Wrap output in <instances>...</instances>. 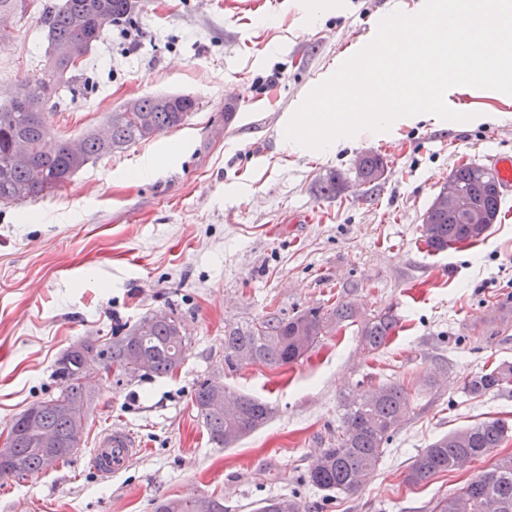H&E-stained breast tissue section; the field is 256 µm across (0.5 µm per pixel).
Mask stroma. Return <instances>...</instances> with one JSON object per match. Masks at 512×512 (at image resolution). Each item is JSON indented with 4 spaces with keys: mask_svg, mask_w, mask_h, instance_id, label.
<instances>
[{
    "mask_svg": "<svg viewBox=\"0 0 512 512\" xmlns=\"http://www.w3.org/2000/svg\"><path fill=\"white\" fill-rule=\"evenodd\" d=\"M336 0L335 13L304 22L283 0H143L130 47L108 27L56 101L55 127L75 139L128 99L187 94L188 122L98 160L51 196L0 205V433L26 408L55 397L52 371L82 339L123 335L144 316L174 312L185 361L171 377L98 384L89 431L56 470L6 480L0 512H155L158 499L223 498L226 512L294 496L300 512H430L435 501L496 455L404 481L436 438L493 419L512 423V386L474 397L465 379L512 362V190L477 242L435 253L422 216L463 163L512 155V96L462 89L456 111L480 124L425 122L365 134L330 155L284 150V114L370 41L394 2ZM0 44V100L40 75L46 48L34 18ZM235 117L225 122V106ZM178 154L149 178L142 158ZM380 154V184L360 183L354 163ZM338 197L316 194L331 171ZM357 287L363 317L394 306L400 323L382 350H364L357 325L320 337L300 361L277 369L224 365V327L275 313L288 317ZM270 402L274 418L228 448L214 447L192 403L199 381ZM404 384L410 411L358 496L306 483L310 459L340 426L339 400L370 384ZM130 428L142 453L120 476L89 465L98 436Z\"/></svg>",
    "mask_w": 512,
    "mask_h": 512,
    "instance_id": "stroma-1",
    "label": "stroma"
}]
</instances>
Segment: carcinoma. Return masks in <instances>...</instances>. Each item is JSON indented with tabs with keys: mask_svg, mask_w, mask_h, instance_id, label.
I'll use <instances>...</instances> for the list:
<instances>
[{
	"mask_svg": "<svg viewBox=\"0 0 512 512\" xmlns=\"http://www.w3.org/2000/svg\"><path fill=\"white\" fill-rule=\"evenodd\" d=\"M33 7L39 8V21L47 42L46 60L39 76L18 81L22 97L0 104L1 203H23L50 195L87 165L177 128L199 109V102L193 97H177L162 105L154 96L145 95L138 98L132 111L120 108L107 117L104 123L107 135L91 129L78 141L77 148H71L68 139L59 136L54 128L55 112L48 106L44 93L47 72L57 74L64 85L74 78L68 59L53 57L54 49L64 44L78 46L86 56L91 51L89 42L103 39L108 25L116 20L133 19L139 9L133 0H64L60 6L40 7L37 0H0V16L12 14L23 18ZM383 166L380 155L363 156L358 169L360 181L377 183L376 172ZM451 176L464 195L485 214L487 222L471 224L462 216L450 217L429 206L424 217L430 232L422 233V237L434 252L479 240L495 223L502 202L496 171L462 164L451 171ZM344 190L345 185L336 181L334 172L319 180V192L323 196L334 198ZM356 292L353 288L331 305L312 307L292 317L267 314L246 325L225 327L224 365L233 370L243 364L280 367L297 362L316 346L321 336L355 322ZM397 326L398 315L393 307L380 310L361 327L362 345L370 352L381 350ZM92 345L119 373L134 380L138 374L125 368V363L136 352L149 358V376L177 372L184 361L185 336L174 314H152L142 318L125 335L113 336L102 343L96 340ZM53 376L59 383L56 399L91 407L94 395L85 390L73 361L59 358ZM212 382L208 378L197 385L193 404L215 447L238 443L272 418L274 408L268 403L227 389L224 397L235 404V412L227 415L212 408ZM510 385L512 363L503 362L489 372L466 379L463 389L471 396H483ZM342 407L336 441L321 450L307 478L317 490L351 497L362 490L367 478L377 469L385 445L409 412L410 402L404 385L390 382L346 396ZM24 417L25 414H19L9 429L13 439L6 449V458H0L2 481L44 472L43 459L48 448L37 429H19ZM39 424L58 440L54 453L59 465L68 461L73 449L80 446L87 427L86 418L65 414L50 399L39 406ZM511 433L512 425L497 419L442 436L413 462L405 482L417 486L462 462L487 456L501 447ZM155 512H224V500L213 496L163 499L156 504ZM257 512H300V508L294 497L280 494L261 502ZM431 512H512V456L499 458L493 468L437 500Z\"/></svg>",
	"mask_w": 512,
	"mask_h": 512,
	"instance_id": "cac0c4a2",
	"label": "carcinoma"
}]
</instances>
